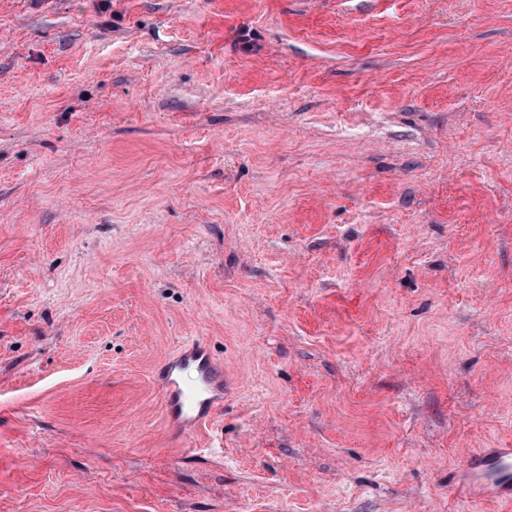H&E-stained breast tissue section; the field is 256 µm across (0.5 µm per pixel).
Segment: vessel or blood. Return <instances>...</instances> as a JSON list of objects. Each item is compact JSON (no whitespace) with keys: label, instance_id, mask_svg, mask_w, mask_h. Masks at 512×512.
Returning a JSON list of instances; mask_svg holds the SVG:
<instances>
[{"label":"vessel or blood","instance_id":"obj_1","mask_svg":"<svg viewBox=\"0 0 512 512\" xmlns=\"http://www.w3.org/2000/svg\"><path fill=\"white\" fill-rule=\"evenodd\" d=\"M195 367L198 380L185 385L182 373ZM162 367L166 417L173 429L186 430L210 421L223 407L231 388L223 369L202 343L186 344ZM452 483L458 497L481 506L494 501H512V448H491L469 454L454 473Z\"/></svg>","mask_w":512,"mask_h":512}]
</instances>
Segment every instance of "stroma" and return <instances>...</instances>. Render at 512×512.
<instances>
[{"mask_svg":"<svg viewBox=\"0 0 512 512\" xmlns=\"http://www.w3.org/2000/svg\"><path fill=\"white\" fill-rule=\"evenodd\" d=\"M481 448L512 0H0V512H470ZM195 367L198 380L188 387L182 380L183 371ZM159 375L165 392L166 417L176 431L210 421L224 406V395L230 392L231 383L224 379L223 369L215 362L203 343L186 344L177 355L167 358Z\"/></svg>","mask_w":512,"mask_h":512,"instance_id":"obj_1","label":"stroma"}]
</instances>
